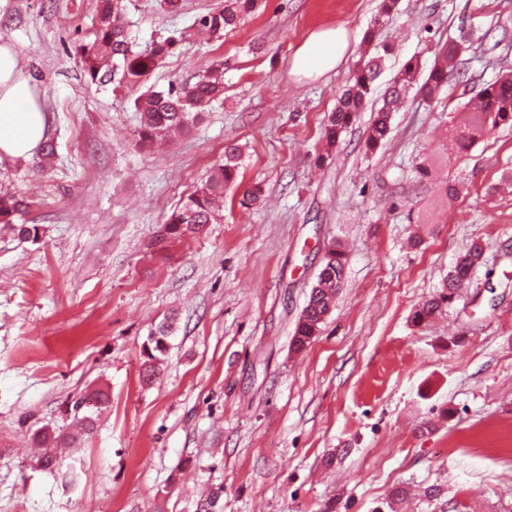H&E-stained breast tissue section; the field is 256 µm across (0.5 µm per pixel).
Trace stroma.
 Masks as SVG:
<instances>
[{"label": "stroma", "mask_w": 512, "mask_h": 512, "mask_svg": "<svg viewBox=\"0 0 512 512\" xmlns=\"http://www.w3.org/2000/svg\"><path fill=\"white\" fill-rule=\"evenodd\" d=\"M223 0H127L132 51ZM381 0H263L237 29L183 42L150 75L181 87L224 63V98L190 130L138 143L140 87L93 84L79 46L97 0H0V38L39 83L56 156L0 160V189L29 204L0 225V512H512V126L448 154V126L500 69H512V0H399L376 40L385 88L437 44L484 38L433 100L408 95L384 143L365 142L372 108L318 162L324 123L368 46ZM344 29L340 65L293 68L315 33ZM242 150L216 223L149 252L194 186ZM428 168L419 178L415 165ZM466 189L448 197L446 184ZM261 187V204L244 206ZM421 234L419 248L408 247ZM469 287L414 325L472 241ZM343 287L302 353L291 336L329 243ZM169 348L146 378L143 346L166 317ZM109 400L77 434L73 402ZM68 440L45 469L32 438ZM333 465H326L327 456ZM406 497L391 502L393 488Z\"/></svg>", "instance_id": "stroma-1"}]
</instances>
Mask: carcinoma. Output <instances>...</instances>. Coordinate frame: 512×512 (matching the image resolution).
<instances>
[{"instance_id": "cac0c4a2", "label": "carcinoma", "mask_w": 512, "mask_h": 512, "mask_svg": "<svg viewBox=\"0 0 512 512\" xmlns=\"http://www.w3.org/2000/svg\"><path fill=\"white\" fill-rule=\"evenodd\" d=\"M259 0H224V5L214 9L196 21L193 32L181 34L180 39L162 38L149 48L133 52L130 49L122 16L126 11L124 0H98L97 27L91 47H81L84 69L93 83H111L120 75L119 83L140 85L145 83L157 66L172 53L178 41L200 38L217 40L238 27L243 19L253 13ZM396 6V0H382L380 14L365 32L364 41L372 44L379 27ZM467 51L463 43L452 40L437 47L435 59L423 82H418L419 63H405L394 77L383 95L382 106L374 112L366 150L375 151L390 131L392 114L404 97L414 89L425 99L441 95L448 87V78L460 70L462 54ZM382 56L365 55L358 63L351 84L345 90L334 112H332L322 135L324 154L319 160L331 156L340 135L345 132L363 111L373 92V83L378 77ZM224 94V63H216L196 76L192 84L178 90H156L152 87L134 100L135 112L139 114L138 137L145 145H153L158 138L188 129L200 119L205 108ZM512 126V71H507L483 87L476 94V106L455 115L450 139V150L454 154L466 150L486 130L499 126ZM241 150L234 144L224 147V162L214 167L208 179L196 186L183 204L166 220L150 246H158L169 239L181 238L189 233L201 231L214 220V205L224 196V190L236 180ZM28 204L9 193L0 192V224H12ZM484 245L472 242L448 270L440 290L429 300L418 306L413 313V322L420 325L434 315L443 312L452 304L459 289L469 282L474 269L480 265ZM347 257L338 241L330 243L324 264L311 288L306 306L302 310L291 338L292 348L300 352L307 348L320 334L322 325L335 306L336 298L343 286ZM168 327L160 325L149 336L145 346L144 363L146 377L155 375L156 363L167 351Z\"/></svg>"}]
</instances>
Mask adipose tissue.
Masks as SVG:
<instances>
[{
	"mask_svg": "<svg viewBox=\"0 0 512 512\" xmlns=\"http://www.w3.org/2000/svg\"><path fill=\"white\" fill-rule=\"evenodd\" d=\"M346 47L341 30L321 32L303 45L294 66L304 73H325L341 62ZM47 131L36 81L23 70L14 45L0 39V158L33 155Z\"/></svg>",
	"mask_w": 512,
	"mask_h": 512,
	"instance_id": "adipose-tissue-1",
	"label": "adipose tissue"
}]
</instances>
